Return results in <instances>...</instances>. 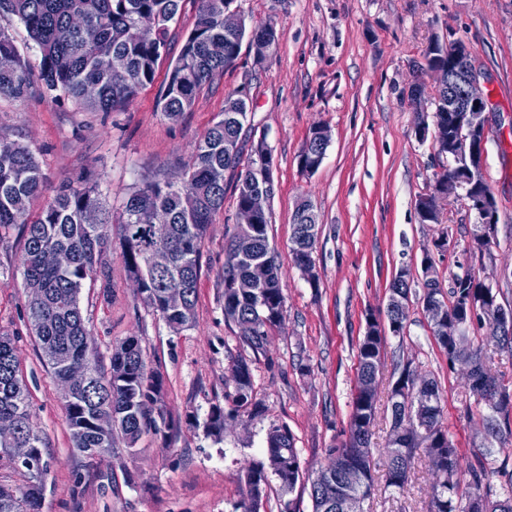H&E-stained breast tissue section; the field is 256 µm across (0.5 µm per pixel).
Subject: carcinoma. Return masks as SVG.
<instances>
[{
	"mask_svg": "<svg viewBox=\"0 0 512 512\" xmlns=\"http://www.w3.org/2000/svg\"><path fill=\"white\" fill-rule=\"evenodd\" d=\"M181 0H0V16L16 17L27 29L39 53L32 66L13 38L0 28V99H22L37 89L54 101L74 100L99 112H114L128 106L139 91L153 83L159 62L167 55L170 23ZM235 0H197V19L184 35L179 55L171 60L159 90L158 106L176 118L193 106L200 90L219 81L235 67L243 41H248L256 59L267 60L276 47L277 35L270 26L247 29L244 21L224 28V10ZM456 45L431 44L420 73L448 72ZM248 104L234 90L224 99L223 118L204 134L182 171L183 179H155L132 188L118 216L129 274L139 285L144 303L170 327L192 325L201 275L202 246L206 229L224 208V174L235 184L236 207L248 204L261 188L263 178L273 176L271 150L260 140L254 154L243 158V135ZM467 119L465 112H436L432 126L434 145L451 150L456 131ZM324 128L314 127L299 155V167L308 172L327 148ZM462 166L454 160L435 173V184L456 187ZM45 177L35 153L20 139L0 149V236L19 225L24 245L21 267L29 292L27 321L55 379L63 382L73 365H84L89 379L65 396V416L73 447L95 464L111 461L116 440L134 448L148 434L168 437L172 421L158 401L160 377L148 369L140 341L129 336L112 350L104 369L89 353L79 295L93 276L109 287L110 274L101 256L107 248L112 219L99 185L84 179L61 182L53 196L33 213L31 206L43 192ZM472 198L494 196L484 173H472L466 183ZM269 215L246 228L234 227L224 245V321L237 329L242 345L257 355L264 350L269 332L281 321L285 297L279 265L270 244ZM484 225L474 219L469 249L484 255L494 240L483 234ZM319 234V214L302 203L293 215L291 254L296 267L311 283L317 275L313 263ZM169 253L163 270L149 266L152 251ZM64 251L71 257L65 268L46 263V254ZM169 288L186 290L183 307L167 306ZM390 297H406L410 287L406 272L393 278ZM423 310L435 300L442 303L448 322L472 334L475 374L467 384L468 418H479L485 439L498 447L512 446V381L492 372L486 364V347L494 343L512 353V331L499 330L497 312L502 308L493 288L467 269L450 276L448 289L438 285L423 289ZM393 336H403L407 312L402 317L385 311ZM384 330L375 313L366 315L365 333L358 345L356 391L348 424V438L329 449L336 460V474L329 479L319 470L306 473L285 425L272 426L266 436L265 459L249 467L247 490L237 512H260L274 474L283 490L296 485L308 491L312 512H364V503L374 492L370 435L376 418L379 373L384 359ZM233 386L224 391V404L211 407L206 432L220 438L226 421L241 415L262 413L256 400L251 360L239 356L229 365ZM392 432L386 445V484L402 491L409 483L418 450L435 477L430 487L429 512H512V472L507 463H491L463 471L460 450L445 425V406L438 383L421 378L405 365L392 383ZM15 428L10 440H0V465L17 471L24 483L0 485V512H39L43 476L51 458L44 455L43 440L31 421L29 402L20 377L11 339L0 336V424ZM13 448H32L34 464L17 465ZM350 455L362 464L359 482L348 484L339 459ZM500 478L494 489L491 478Z\"/></svg>",
	"mask_w": 512,
	"mask_h": 512,
	"instance_id": "cac0c4a2",
	"label": "carcinoma"
}]
</instances>
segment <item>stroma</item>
Listing matches in <instances>:
<instances>
[{
	"label": "stroma",
	"mask_w": 512,
	"mask_h": 512,
	"mask_svg": "<svg viewBox=\"0 0 512 512\" xmlns=\"http://www.w3.org/2000/svg\"><path fill=\"white\" fill-rule=\"evenodd\" d=\"M247 26L273 25L272 57L257 62L242 47L235 68L204 88L179 118L156 106L158 80L117 112H96L71 101L34 94L0 100V136L22 139L35 151L47 190L86 172L98 177L107 207L136 184L173 179L193 146L219 120L225 95L248 85L251 125L264 134L277 184L270 204L269 239L281 268L283 319L262 354L252 355L224 321L218 286L225 234L235 224L234 188L210 224L201 259L195 321L176 331L140 298L120 241L105 259L111 286L86 284L80 307L89 345L109 365L113 342L138 337L150 369L161 373L162 407L174 425L168 439L146 436L134 454L91 465L72 448L59 382L42 358L27 322L28 291L20 267V228L0 236V336L14 349L31 403L32 421L51 456L40 512H235L245 491L247 466L261 458L268 429L286 425L302 468L330 462L329 448L347 437L355 392L357 350L367 312L384 311L389 284L400 268L414 278L408 333L387 336L372 436L375 491L368 512H427L433 476L416 461L404 491L385 484L391 416L389 388L404 364L437 380L446 422L461 450L460 463H476L486 441L468 419L462 379L450 372L435 344L419 297L420 262L431 247L440 283L474 268L491 277L499 301L512 303V0H236ZM464 41L480 65V87L493 109L484 174L498 204L496 241L489 253L471 254L464 197L442 201L439 223H420L418 196L434 188L445 165L431 141L415 134L435 110V77L425 74L422 106L407 90L432 41ZM326 126L330 141L319 168L302 174L298 156L309 130ZM309 199L319 217L313 254L317 285H310L290 252L293 213ZM447 237L443 249L434 240ZM254 356L255 395L263 411L228 421L222 439L207 436L211 406L230 386L231 358Z\"/></svg>",
	"instance_id": "stroma-1"
}]
</instances>
